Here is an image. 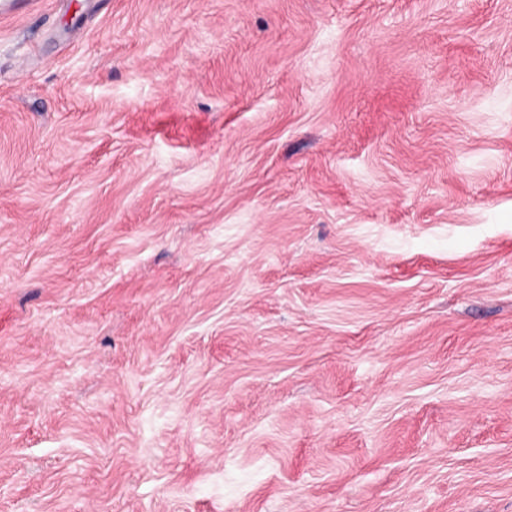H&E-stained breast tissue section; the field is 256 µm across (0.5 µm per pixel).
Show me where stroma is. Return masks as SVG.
<instances>
[{
  "mask_svg": "<svg viewBox=\"0 0 512 512\" xmlns=\"http://www.w3.org/2000/svg\"><path fill=\"white\" fill-rule=\"evenodd\" d=\"M0 512H512V0L0 11Z\"/></svg>",
  "mask_w": 512,
  "mask_h": 512,
  "instance_id": "35a3bbf8",
  "label": "stroma"
}]
</instances>
